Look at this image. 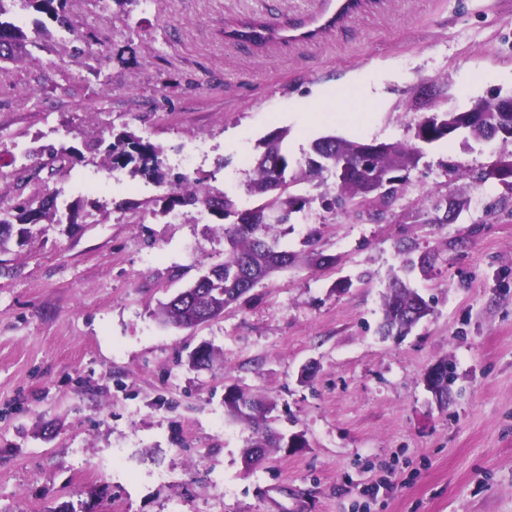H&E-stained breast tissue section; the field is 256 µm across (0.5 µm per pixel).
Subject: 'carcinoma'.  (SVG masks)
<instances>
[{
    "label": "carcinoma",
    "instance_id": "1",
    "mask_svg": "<svg viewBox=\"0 0 512 512\" xmlns=\"http://www.w3.org/2000/svg\"><path fill=\"white\" fill-rule=\"evenodd\" d=\"M0 0V64L13 62L28 55V36L14 23L4 19L8 9ZM22 8H32L47 15L59 25H66L70 0H20ZM267 28L252 25L234 32L242 41L258 44L266 40ZM465 133V139L480 143L488 135L484 123L471 121L467 112H434L421 119L415 137L430 144L448 137V126ZM287 131L276 130L262 141L263 151L255 157L254 177L246 184V194L256 205L242 208L238 200L225 192H215L208 185L209 177L190 178L172 176L161 165V146L133 132H122L112 142L97 141L93 148L103 149L104 165L115 172L128 167L156 183L169 188L162 199L161 213L170 214L192 207H205L218 221L229 249L224 252V262L209 267L198 279L179 292V296L162 302L155 311L156 318L164 325L183 327L198 312L208 314L212 320L224 312V307L239 300L264 279L300 261V255L279 247L272 237L276 224H286L294 213L304 210L308 198L290 191L304 181H313L323 172L345 162L352 168L349 178L337 183V193L325 199L327 208H340L350 215L372 221L389 208L391 202L403 191L404 180L391 178L397 172L414 167L420 160L416 147L402 142H390L379 155L366 158L361 153V143L336 135L315 139L310 151L303 158L290 161L282 143ZM375 176L387 182L384 190L368 197L364 194V180ZM58 195L41 198H17L6 211H0V272L8 270L3 256L13 248L28 242L36 226L55 223ZM431 313V307L414 289L399 277L392 278L383 296V322L381 331L386 336L403 337ZM437 373L428 381L430 391L443 399L452 382V370L447 360L436 364ZM227 413L255 428L256 438L244 452V463L250 467L262 459L268 449L280 447L282 438L273 434L266 425L269 408L258 398L240 391L224 397Z\"/></svg>",
    "mask_w": 512,
    "mask_h": 512
}]
</instances>
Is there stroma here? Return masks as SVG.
<instances>
[{
	"label": "stroma",
	"mask_w": 512,
	"mask_h": 512,
	"mask_svg": "<svg viewBox=\"0 0 512 512\" xmlns=\"http://www.w3.org/2000/svg\"><path fill=\"white\" fill-rule=\"evenodd\" d=\"M327 3L71 0L66 28L26 13L46 44L0 71V207L21 194L98 206L42 225L0 273V512H512V206L490 212L504 185L471 179L512 142L424 147L377 221L323 208L331 174L297 186L310 204L279 242L329 264L275 273L191 328L154 312L223 262V233L148 213L165 187L93 150L135 132L170 173L209 175L246 207L274 130L298 159L328 134L410 143L424 115L512 93V0H361L288 41ZM250 21L270 27L263 47L234 38ZM326 89L375 95L369 121L302 129L295 102ZM459 191V218L430 223L433 201ZM406 252L429 261L408 280L432 312L386 339L383 296ZM203 346L213 362L190 366ZM443 359L442 406L425 376ZM231 389L305 447L245 468L253 429L226 415Z\"/></svg>",
	"instance_id": "stroma-1"
}]
</instances>
